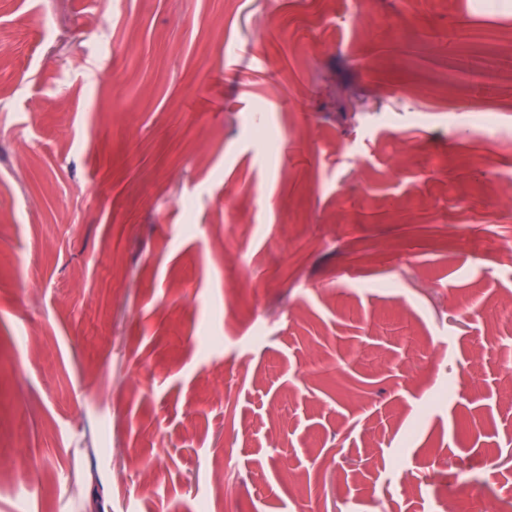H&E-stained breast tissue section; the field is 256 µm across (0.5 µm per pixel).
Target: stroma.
Wrapping results in <instances>:
<instances>
[{
	"label": "stroma",
	"instance_id": "obj_1",
	"mask_svg": "<svg viewBox=\"0 0 512 512\" xmlns=\"http://www.w3.org/2000/svg\"><path fill=\"white\" fill-rule=\"evenodd\" d=\"M354 12L0 0V512H512V0Z\"/></svg>",
	"mask_w": 512,
	"mask_h": 512
}]
</instances>
